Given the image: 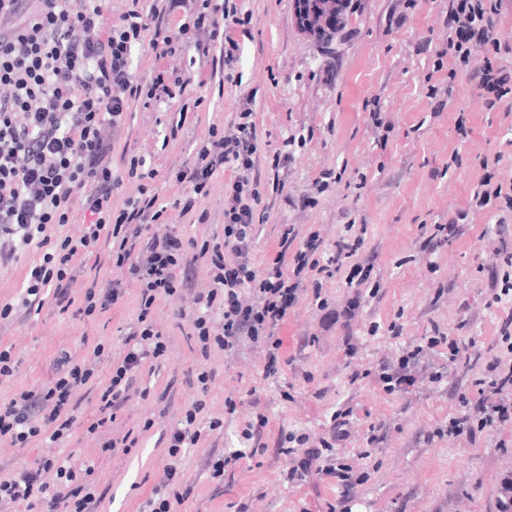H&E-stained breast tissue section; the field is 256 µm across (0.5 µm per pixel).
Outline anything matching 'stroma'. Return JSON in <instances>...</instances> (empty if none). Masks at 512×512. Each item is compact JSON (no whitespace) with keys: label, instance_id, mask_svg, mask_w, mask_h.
I'll use <instances>...</instances> for the list:
<instances>
[{"label":"stroma","instance_id":"obj_1","mask_svg":"<svg viewBox=\"0 0 512 512\" xmlns=\"http://www.w3.org/2000/svg\"><path fill=\"white\" fill-rule=\"evenodd\" d=\"M452 0H354L333 47L299 31L294 0H225L237 21L225 33L237 45L233 70L219 48L197 60L176 54L155 58L137 51L131 67L137 82L164 68L185 73L190 83L175 100L131 103L112 144V169L123 181L115 204L138 196L141 187L157 192L169 206L183 192L174 180L193 164L210 126L230 130L249 113L257 133V167L249 179L260 194L267 219L259 224L253 261L271 262L280 227L318 233L333 243L347 224L366 226L358 259L371 266L373 294L363 295L350 328L325 327L316 299L305 296L275 331L286 364L264 377L265 352L250 343L202 356L188 334L187 316L196 292L208 286L198 275L192 289L161 301L154 322L168 339L162 361L144 367L136 395L116 412L112 438L133 433L135 447L102 454L99 434L77 428L54 445L36 441L16 448L0 440V477L36 459L75 454L95 463V512H142L164 479L167 440L185 408L206 401L203 420H222L193 448L184 449L180 469L191 494L175 512H327L338 488L334 477L285 478L281 452L288 435L318 444L333 418L348 412L349 437L337 454L364 476L360 512H497L499 485L512 472V421L481 436L476 444L434 431L458 402L454 391L472 390L484 365L501 357L498 341L503 307L489 305L501 238L512 223L497 224L495 208L439 249L428 267L424 228L466 209L484 175L485 158L501 155L503 176L512 177V125L488 111L484 99L458 71L454 95L459 118L433 117L426 78L443 47ZM378 99L392 122L387 141H377L368 100ZM154 171L150 180L128 175L131 157ZM229 174L215 176L198 211L177 219L179 231L203 241L224 232V191ZM39 260L21 252L0 270V302L16 304L0 320V344L17 362L12 377L0 380V401L51 380L60 351L85 357L102 342L111 360L124 354L122 338L137 317L135 292L100 316L82 319L59 312L52 300L40 311L20 308L22 284ZM401 324L393 336L392 324ZM460 327L474 340L482 362L450 373L433 386L387 393L375 374L402 348L421 344L433 325ZM214 379L200 391L195 376ZM364 379L351 382L353 371ZM265 416L266 425L246 436L248 425ZM152 428H145V421ZM379 444L370 446V432ZM237 455L223 476L214 463Z\"/></svg>","mask_w":512,"mask_h":512}]
</instances>
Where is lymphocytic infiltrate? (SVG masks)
<instances>
[{
	"mask_svg": "<svg viewBox=\"0 0 512 512\" xmlns=\"http://www.w3.org/2000/svg\"><path fill=\"white\" fill-rule=\"evenodd\" d=\"M108 0H0V267L12 263L25 249L41 251L38 264L25 278L20 304L0 305V320L16 306L33 309L52 298L60 311L91 317L121 302L127 284L137 289L136 323L127 333L122 360L106 362L104 344H96L90 358L76 360L69 352L58 354L54 376L45 386L24 390L0 403V439L17 448L40 440L56 443L68 438L79 425L83 406L75 393L90 387L97 392V407L88 432L108 426L116 411L131 397L136 377L149 362L163 359L165 335L155 328L156 303L187 288L197 271H204L209 288L194 296L190 316L192 334L201 354L229 350L242 341L264 346L266 375L281 367L280 343L274 331L307 291H320L310 272L333 277L346 272L349 286L370 277L368 267L357 263L360 235L340 236L325 245L316 233L299 235L294 225H282L279 252L272 263L255 266L258 194L250 190L248 174L257 161V136L252 123H238L231 132L210 127L196 162L180 169L178 183L188 185L181 214H188L205 196L214 175L235 174L224 200L222 239L197 241L184 237L170 222L157 194L141 190L139 197L115 206L112 193L121 184L108 155L130 103L172 99L183 94L188 77L174 71H156L147 85L132 83L130 67L136 49L150 47L156 57L182 52V34L150 29L138 6H131L120 28H113ZM183 7L197 32L212 42L224 37V19L212 0H169ZM512 13V0H452L446 51L456 66L438 78L432 95L442 96L443 106H453V77L457 65L467 66L468 77L486 98L489 111L512 117V38L500 35V20ZM482 49L480 60L472 52ZM501 156L487 161L490 173L471 195L467 210L446 223L434 225L426 246L429 253L456 236L461 221L504 202L512 213V184L495 179ZM86 215L80 235L52 237L48 226L70 223L74 213ZM109 242L111 260L124 269V280L107 286L91 285L82 299L72 293L75 262L98 255ZM220 321H213V312ZM472 342L433 326L424 343L404 350L396 361L384 364L378 374L387 392L423 382L442 381L445 370H468L478 358ZM447 354V369L433 358ZM106 364L107 378L97 367ZM474 394H459V408L450 414L445 434L476 440L484 430L512 421V360L497 358L487 364ZM205 409L198 399L186 409L180 425L167 441L172 463L162 487L154 489L146 505L149 512H172L190 488L181 479L174 460L183 449L202 438L197 422ZM347 438L345 421L332 425L319 447L286 448L287 476L295 481L310 469L334 477L339 494L328 512H354L359 503L356 488L361 478L349 467L324 460L323 452ZM94 464L73 456H45L31 468L0 479V508L30 500L46 512H88L94 498L90 477Z\"/></svg>",
	"mask_w": 512,
	"mask_h": 512,
	"instance_id": "1",
	"label": "lymphocytic infiltrate"
}]
</instances>
